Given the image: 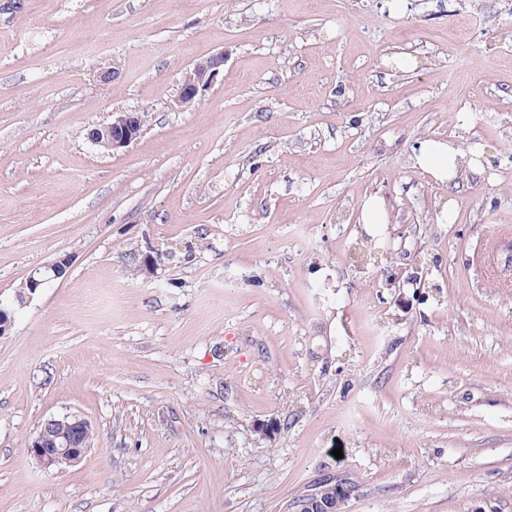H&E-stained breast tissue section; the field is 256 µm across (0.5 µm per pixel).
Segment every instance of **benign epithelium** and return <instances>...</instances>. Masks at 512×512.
Wrapping results in <instances>:
<instances>
[{
  "label": "benign epithelium",
  "mask_w": 512,
  "mask_h": 512,
  "mask_svg": "<svg viewBox=\"0 0 512 512\" xmlns=\"http://www.w3.org/2000/svg\"><path fill=\"white\" fill-rule=\"evenodd\" d=\"M224 61V53L218 52L196 62L181 84L178 102L189 106L201 98L224 70ZM144 125L143 112H115L109 123L88 129L86 138L91 144L114 153L137 140ZM70 262V257H60L45 266L44 270L32 272L17 293L18 302L23 303L31 298L49 279L62 277ZM93 437L90 422L77 414L52 417L28 441L27 452L39 466L62 471L82 459L92 448ZM352 496V487L338 481L332 487L318 488L300 496L294 512H346L345 506Z\"/></svg>",
  "instance_id": "benign-epithelium-1"
}]
</instances>
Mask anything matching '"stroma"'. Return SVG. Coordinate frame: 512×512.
Here are the masks:
<instances>
[{"instance_id":"obj_1","label":"stroma","mask_w":512,"mask_h":512,"mask_svg":"<svg viewBox=\"0 0 512 512\" xmlns=\"http://www.w3.org/2000/svg\"><path fill=\"white\" fill-rule=\"evenodd\" d=\"M451 135L480 168L443 185L412 158ZM506 227L512 0H0V512H287L326 476L347 512H512ZM66 413L94 445L51 473L26 443ZM224 61V53L218 52L196 62L181 84L178 102L189 106L201 98L224 70ZM145 121V112H116L109 123L88 129L86 138L103 150L118 152L140 137ZM359 222L366 225L387 223V211L379 197H365L360 208ZM70 262L69 256L60 257L45 266L43 271L36 269L32 272L16 295L18 302L24 303L26 299H30L49 279L62 277L69 268Z\"/></svg>"}]
</instances>
